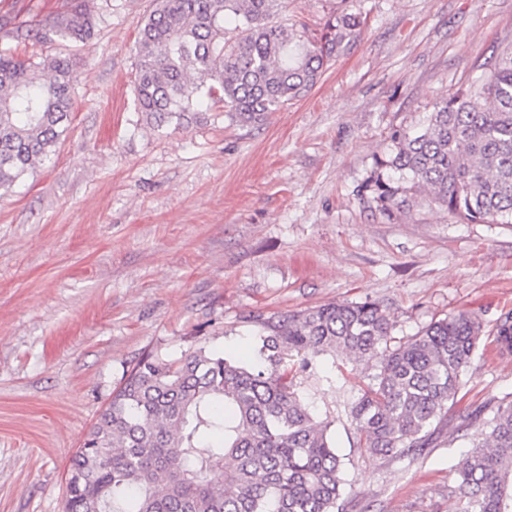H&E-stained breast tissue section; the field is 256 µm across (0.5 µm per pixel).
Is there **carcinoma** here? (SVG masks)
<instances>
[{
	"mask_svg": "<svg viewBox=\"0 0 512 512\" xmlns=\"http://www.w3.org/2000/svg\"><path fill=\"white\" fill-rule=\"evenodd\" d=\"M283 0H156L137 42V111L153 126L221 104L241 126L304 96L369 24L342 13L317 30L271 24ZM235 26L229 33L227 20ZM94 33L85 0L20 23L8 37L77 43ZM70 58L0 49V188L50 159L70 126ZM428 192L427 204L463 224L512 225V50L478 84L437 103L426 123L398 130L359 185L388 220ZM254 357L205 346L169 360L149 354L112 393L71 459L64 512H349L334 420L301 400L304 375L328 353L364 363L366 386L345 409L362 447L414 457L434 443L480 338L459 310L394 340L376 303H329L267 319ZM470 440L448 493L462 512H512V399Z\"/></svg>",
	"mask_w": 512,
	"mask_h": 512,
	"instance_id": "1",
	"label": "carcinoma"
}]
</instances>
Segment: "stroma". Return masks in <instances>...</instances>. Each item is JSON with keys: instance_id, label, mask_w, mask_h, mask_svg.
Instances as JSON below:
<instances>
[{"instance_id": "stroma-1", "label": "stroma", "mask_w": 512, "mask_h": 512, "mask_svg": "<svg viewBox=\"0 0 512 512\" xmlns=\"http://www.w3.org/2000/svg\"><path fill=\"white\" fill-rule=\"evenodd\" d=\"M72 4L0 0V17ZM154 5L93 0L86 42L18 48L70 55L76 81L55 154L0 189V512H63L73 453L147 353L245 356L255 317L365 301L398 339L460 309L483 333L435 447L412 459L358 446L344 412L362 383L352 355L323 360L335 393L306 380L304 402L335 420L352 512H460L448 485L466 441L451 431L512 394V352L495 353L512 322V227L434 205L389 221L357 186L395 130L512 46V0H285L274 21L288 28L361 7L370 22L310 91L251 128L220 107L181 127L143 123L136 42Z\"/></svg>"}]
</instances>
